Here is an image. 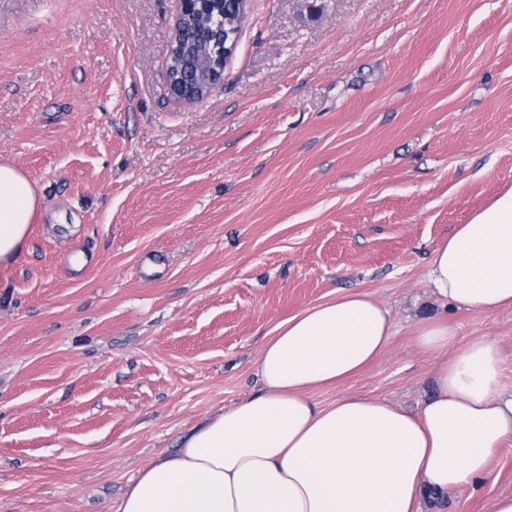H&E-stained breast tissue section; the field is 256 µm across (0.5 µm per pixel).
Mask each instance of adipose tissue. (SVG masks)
Instances as JSON below:
<instances>
[{
    "mask_svg": "<svg viewBox=\"0 0 512 512\" xmlns=\"http://www.w3.org/2000/svg\"><path fill=\"white\" fill-rule=\"evenodd\" d=\"M41 210L31 180L0 164V264L20 256ZM429 283L459 310L512 308V189L437 245ZM392 335L389 309L361 291L289 318L256 361L260 389L141 470L114 512H419L423 492L476 484L512 439L496 340L458 347L446 322L423 323L416 341L440 359L435 392L415 411L358 394L311 399Z\"/></svg>",
    "mask_w": 512,
    "mask_h": 512,
    "instance_id": "1",
    "label": "adipose tissue"
}]
</instances>
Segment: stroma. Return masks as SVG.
<instances>
[{
	"label": "stroma",
	"mask_w": 512,
	"mask_h": 512,
	"mask_svg": "<svg viewBox=\"0 0 512 512\" xmlns=\"http://www.w3.org/2000/svg\"><path fill=\"white\" fill-rule=\"evenodd\" d=\"M176 0H0V164L43 210L0 266V512H110L184 433L258 390L275 328L354 290L394 334L313 391L415 408L447 319L497 340L512 309H453L434 248L512 188V0H249L224 78L165 81ZM84 253L82 269L72 259ZM491 475L421 512H491ZM417 344L430 352H445L454 344V335L447 322L429 320L417 330Z\"/></svg>",
	"instance_id": "1"
}]
</instances>
